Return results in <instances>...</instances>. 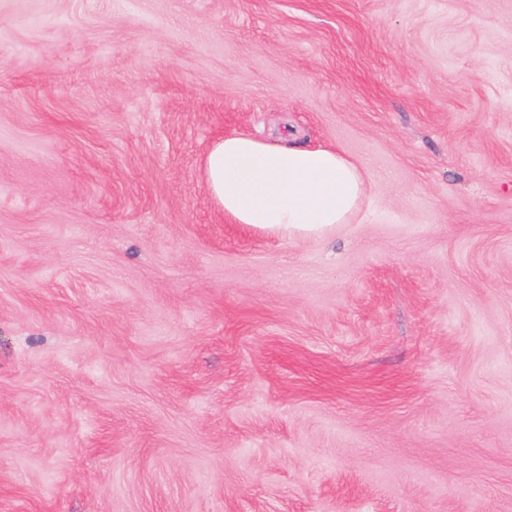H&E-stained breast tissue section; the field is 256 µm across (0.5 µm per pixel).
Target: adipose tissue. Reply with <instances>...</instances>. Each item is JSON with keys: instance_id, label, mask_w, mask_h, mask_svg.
Wrapping results in <instances>:
<instances>
[{"instance_id": "obj_1", "label": "adipose tissue", "mask_w": 512, "mask_h": 512, "mask_svg": "<svg viewBox=\"0 0 512 512\" xmlns=\"http://www.w3.org/2000/svg\"><path fill=\"white\" fill-rule=\"evenodd\" d=\"M202 173L225 222L275 236L329 237L351 221L371 189L355 159L289 137L272 143L246 133L224 136L204 155Z\"/></svg>"}]
</instances>
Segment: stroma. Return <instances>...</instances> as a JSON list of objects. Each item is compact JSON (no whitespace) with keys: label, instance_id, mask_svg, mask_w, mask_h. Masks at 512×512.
Segmentation results:
<instances>
[{"label":"stroma","instance_id":"35a3bbf8","mask_svg":"<svg viewBox=\"0 0 512 512\" xmlns=\"http://www.w3.org/2000/svg\"><path fill=\"white\" fill-rule=\"evenodd\" d=\"M241 132L374 187L225 223ZM0 512H512V0H0ZM202 173L225 222L275 236L329 237L349 224L372 186L365 168L334 147L310 148L289 137L272 143L246 133L214 141Z\"/></svg>","mask_w":512,"mask_h":512}]
</instances>
